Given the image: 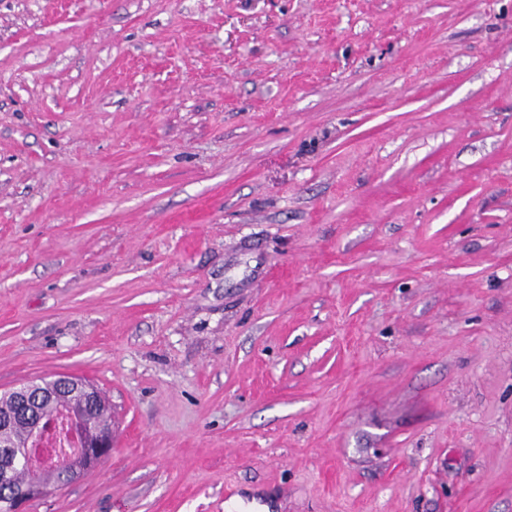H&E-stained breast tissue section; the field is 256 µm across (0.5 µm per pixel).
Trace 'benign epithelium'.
<instances>
[{
	"label": "benign epithelium",
	"mask_w": 512,
	"mask_h": 512,
	"mask_svg": "<svg viewBox=\"0 0 512 512\" xmlns=\"http://www.w3.org/2000/svg\"><path fill=\"white\" fill-rule=\"evenodd\" d=\"M61 391L68 392L71 397L62 411L77 427L80 444L77 453L69 457L59 469L65 471L72 482L98 467L112 454V427H93L87 421L88 409L96 398L95 388L88 382L69 376H57L16 388L15 400L20 408L26 410L30 428L28 436L21 441L8 440L0 434V512H27V506L32 500L54 490L47 481L52 470L38 467L32 462V444L43 424L37 406ZM18 463L31 474V478L22 483L14 480V468Z\"/></svg>",
	"instance_id": "obj_1"
}]
</instances>
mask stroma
<instances>
[{"label": "stroma", "instance_id": "1", "mask_svg": "<svg viewBox=\"0 0 512 512\" xmlns=\"http://www.w3.org/2000/svg\"><path fill=\"white\" fill-rule=\"evenodd\" d=\"M108 398L28 512H512V0H0V392Z\"/></svg>", "mask_w": 512, "mask_h": 512}]
</instances>
